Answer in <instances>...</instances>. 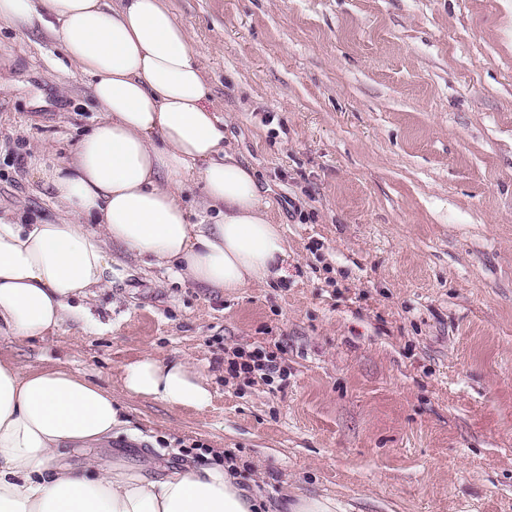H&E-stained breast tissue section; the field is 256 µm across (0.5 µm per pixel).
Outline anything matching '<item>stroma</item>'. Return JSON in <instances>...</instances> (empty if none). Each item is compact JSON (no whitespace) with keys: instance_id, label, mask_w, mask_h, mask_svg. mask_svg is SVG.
<instances>
[{"instance_id":"1","label":"stroma","mask_w":512,"mask_h":512,"mask_svg":"<svg viewBox=\"0 0 512 512\" xmlns=\"http://www.w3.org/2000/svg\"><path fill=\"white\" fill-rule=\"evenodd\" d=\"M224 138L257 175L285 275L234 294L131 264L68 322L0 340L110 388L129 430L70 451L152 478L233 460L282 512H512V11L501 0H170ZM90 89L41 28H0V213L55 221L27 160L69 158ZM262 347L285 384L233 378ZM143 354L212 378L203 411L122 395Z\"/></svg>"}]
</instances>
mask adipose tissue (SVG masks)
Returning a JSON list of instances; mask_svg holds the SVG:
<instances>
[{"mask_svg":"<svg viewBox=\"0 0 512 512\" xmlns=\"http://www.w3.org/2000/svg\"><path fill=\"white\" fill-rule=\"evenodd\" d=\"M1 23L45 30L87 77L101 117L70 158L43 149L29 160L61 207L56 222L0 215V340H41L71 318L98 331L97 293L133 261L229 292L283 276L286 241L255 171L224 143L193 38L168 0H0ZM121 387L197 411L213 398L205 372L149 354L123 366ZM125 425L111 390L68 366L0 358V512H259L257 492L227 466L148 480L57 463L62 449L108 442Z\"/></svg>","mask_w":512,"mask_h":512,"instance_id":"ef3b65f1","label":"adipose tissue"}]
</instances>
